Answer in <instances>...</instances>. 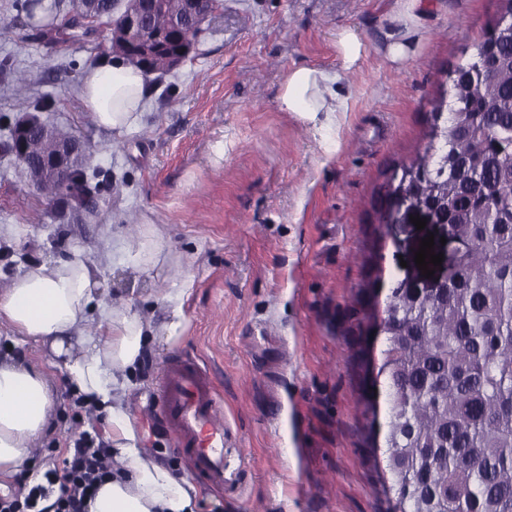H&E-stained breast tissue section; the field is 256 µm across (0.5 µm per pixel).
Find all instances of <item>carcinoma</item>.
Wrapping results in <instances>:
<instances>
[{
  "label": "carcinoma",
  "mask_w": 512,
  "mask_h": 512,
  "mask_svg": "<svg viewBox=\"0 0 512 512\" xmlns=\"http://www.w3.org/2000/svg\"><path fill=\"white\" fill-rule=\"evenodd\" d=\"M113 0H75L60 22L42 32L87 39L94 23L112 18ZM147 22L151 54L144 72L168 73L165 52L198 41L199 30L173 32L185 0H164ZM42 0H18L30 26ZM512 0H499L468 60L449 71L451 101L437 100L427 146L392 171L398 185L433 204L464 249L456 280L442 295L398 284L383 309L380 359L364 378L380 388L386 418L384 451L394 512H512ZM0 73L12 90H28L10 59ZM73 135L38 128L27 141L26 167ZM38 190L86 210L91 188L84 166Z\"/></svg>",
  "instance_id": "carcinoma-1"
}]
</instances>
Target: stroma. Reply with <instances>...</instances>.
I'll return each mask as SVG.
<instances>
[{"label": "stroma", "instance_id": "stroma-1", "mask_svg": "<svg viewBox=\"0 0 512 512\" xmlns=\"http://www.w3.org/2000/svg\"><path fill=\"white\" fill-rule=\"evenodd\" d=\"M497 10L498 0H426L411 18L400 0H224L180 67L147 75L136 125L104 132L79 86L109 47L110 24L88 42L48 44L17 24L16 0H0V58L32 79L26 99L0 80V142L35 102L54 101L41 120L76 135L102 180L94 214L77 224L0 151V293L32 264L76 254L92 262L99 298L155 330L130 396L140 443L191 482L157 389L170 358L207 368L243 463L223 490H199L201 512H392L382 456L366 440L358 355L382 339L365 313L417 274L421 240L437 237L433 251L447 260L455 245L437 225L417 229L385 183L424 147L432 99ZM408 26L417 44L390 61L389 34ZM349 29L361 48L344 70L346 111L324 126L279 111L290 69L343 70L339 38ZM134 229L162 233L158 264L121 255ZM372 278L370 297L362 287ZM177 310L171 340L165 326ZM12 334L1 320L0 357L40 369L56 391L33 466L0 474V485L25 491L105 425L70 392L47 345Z\"/></svg>", "mask_w": 512, "mask_h": 512}]
</instances>
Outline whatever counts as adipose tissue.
I'll return each mask as SVG.
<instances>
[{
  "instance_id": "adipose-tissue-1",
  "label": "adipose tissue",
  "mask_w": 512,
  "mask_h": 512,
  "mask_svg": "<svg viewBox=\"0 0 512 512\" xmlns=\"http://www.w3.org/2000/svg\"><path fill=\"white\" fill-rule=\"evenodd\" d=\"M341 81V72L293 68L277 107L310 122L320 116L333 122L345 108ZM146 92L143 72L119 58L97 61L81 78V97L105 130L134 124ZM96 286L84 259L36 264L0 295V318L21 336L49 344L71 391L107 426L112 478L100 487L89 512H198L195 486L140 447L126 402L131 374L153 334L130 310L104 305ZM95 313L98 335L73 337L72 329ZM54 414V391L42 371L0 362V474L30 465Z\"/></svg>"
}]
</instances>
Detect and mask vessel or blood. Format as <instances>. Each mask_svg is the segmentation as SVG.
I'll return each instance as SVG.
<instances>
[{
    "instance_id": "obj_1",
    "label": "vessel or blood",
    "mask_w": 512,
    "mask_h": 512,
    "mask_svg": "<svg viewBox=\"0 0 512 512\" xmlns=\"http://www.w3.org/2000/svg\"><path fill=\"white\" fill-rule=\"evenodd\" d=\"M157 411L196 474L206 484L223 487L228 433L220 416V396L205 368L182 359L168 363L159 385Z\"/></svg>"
}]
</instances>
